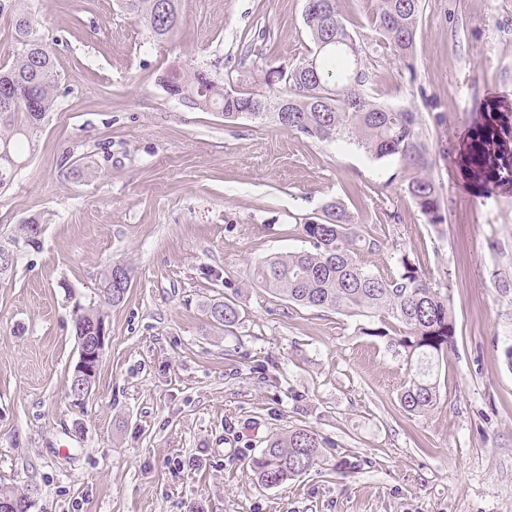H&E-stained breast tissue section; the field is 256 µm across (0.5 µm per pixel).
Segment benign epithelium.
I'll return each mask as SVG.
<instances>
[{"instance_id":"7a95c632","label":"benign epithelium","mask_w":512,"mask_h":512,"mask_svg":"<svg viewBox=\"0 0 512 512\" xmlns=\"http://www.w3.org/2000/svg\"><path fill=\"white\" fill-rule=\"evenodd\" d=\"M108 336L105 318L90 316L83 332L76 336L78 359L73 366L70 385L72 404L82 406L90 397Z\"/></svg>"}]
</instances>
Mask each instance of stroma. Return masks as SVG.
Instances as JSON below:
<instances>
[{
	"mask_svg": "<svg viewBox=\"0 0 512 512\" xmlns=\"http://www.w3.org/2000/svg\"><path fill=\"white\" fill-rule=\"evenodd\" d=\"M60 74L56 105L0 192V483L30 512H512V183L464 178L459 146L490 97L512 101V0H424L411 65L375 46L378 0H339L373 45L383 105L416 112L444 223L408 195L416 172L349 141L320 142L191 109L160 83L209 71L275 96L311 55L305 0H180L181 30L154 40L117 0H25ZM90 167L91 177L74 168ZM343 202L379 250L447 289L455 348L435 368L436 405L406 412L409 369L358 318L299 307L255 268L299 251L300 224ZM35 217L38 246L16 238ZM132 267L107 308L92 394L73 406L75 304L111 264ZM233 298L234 332L209 302ZM331 441L280 486L250 461L273 434Z\"/></svg>",
	"mask_w": 512,
	"mask_h": 512,
	"instance_id": "obj_1",
	"label": "stroma"
}]
</instances>
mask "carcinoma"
I'll use <instances>...</instances> for the list:
<instances>
[{
  "mask_svg": "<svg viewBox=\"0 0 512 512\" xmlns=\"http://www.w3.org/2000/svg\"><path fill=\"white\" fill-rule=\"evenodd\" d=\"M22 0H0V15H13L17 50L10 64L0 68V98L9 99L11 111L0 112V189L8 186L12 165L24 162V143L55 106L59 73L54 57L36 36L31 16ZM179 0H122L123 7L141 22L157 41L168 40L180 28ZM321 13L304 12V26L312 43L316 68L301 63L284 72L285 93L270 98L238 92L229 98L220 81L205 70L179 75L167 91L200 111L224 109V119L243 116L258 121L271 119L281 128L309 139L349 140L376 159L397 157L405 165L425 168L428 148L421 138L416 113L393 109L371 100L363 88L375 74L370 53L351 31L338 9L327 0ZM422 0H379L373 28L391 54L411 68ZM288 103L285 119L276 105ZM407 192L430 224H441L439 193L433 180L414 177ZM309 247L285 255L276 254L256 267L259 284L289 303L336 311L370 319L362 333L387 339L388 348L404 359L411 372L399 394L401 407L410 413H426L437 401L434 364L455 345V319L448 292L432 285L419 265L400 258L393 270L371 269L361 253L380 248L369 231L359 232L339 202L327 204L319 216L301 225ZM100 305L83 308L89 315L104 305L124 300L121 289L110 286L104 275L99 287ZM212 321L232 332L240 321L237 304L224 298L208 305ZM327 441L313 430L293 427L272 435L259 455L251 459L257 483L273 488L308 471L323 455ZM9 497L22 509L29 493L0 486V498Z\"/></svg>",
  "mask_w": 512,
  "mask_h": 512,
  "instance_id": "cac0c4a2",
  "label": "carcinoma"
}]
</instances>
